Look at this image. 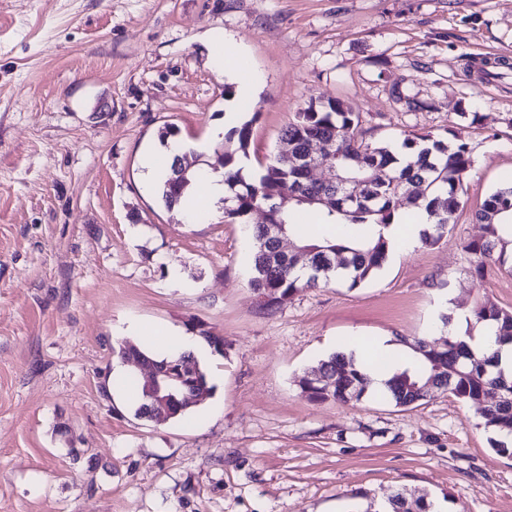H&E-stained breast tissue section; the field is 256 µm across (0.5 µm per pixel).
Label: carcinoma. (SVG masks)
Listing matches in <instances>:
<instances>
[{
    "label": "carcinoma",
    "mask_w": 512,
    "mask_h": 512,
    "mask_svg": "<svg viewBox=\"0 0 512 512\" xmlns=\"http://www.w3.org/2000/svg\"><path fill=\"white\" fill-rule=\"evenodd\" d=\"M252 121L248 120L230 132L228 140L237 143L224 152V217L235 224H244L257 207L268 210L270 222L279 225L283 235L291 238L302 256L286 255L268 237L267 225L249 227L252 238L250 288L269 306L280 305L300 288L316 287L343 273L354 288L371 279L388 257V241L384 229L407 198L413 207H425L434 217V231L422 241L433 245L445 232L458 205V188L472 161L467 144L459 135L444 142L427 135H414L403 141L407 158L401 162L387 145L370 144L359 132V113L343 107V103L325 106L310 103L298 113L297 120L282 132L288 141V153H279L265 166L254 181H247L237 167L236 155L246 153L251 138ZM318 154L336 164L344 178H365L370 181L356 197L332 189L334 205L326 207L314 197L326 192L311 182L306 158ZM208 171L201 167L176 173L169 169L158 192L164 205L174 209L184 204L189 189L204 179ZM288 194L295 202L281 210L278 204ZM315 210L322 223L338 232L310 239L299 232L297 213ZM475 218L482 224L483 236L469 242L465 249L475 258V272L483 275L494 266L512 273L507 266V252L512 250V185L495 190L484 201ZM481 323L495 325V343H512V312L489 301L472 310ZM414 364L396 373L381 393L400 407L414 406L428 397L426 386L434 382L463 401L476 402L489 392L499 399L483 407L485 427L500 439L494 449L506 454L512 449L501 437H512V375L497 369L498 352L474 351L467 342L448 337L447 348L436 352L423 340L412 345ZM123 363L131 356L162 361L164 357L132 344H121L113 350ZM317 370L332 383L316 380L312 375L300 381L301 390L312 401L332 399L342 404L358 402L370 382L351 354L334 352L320 360ZM382 512H432V504L424 495L411 500L396 493L388 498Z\"/></svg>",
    "instance_id": "obj_1"
}]
</instances>
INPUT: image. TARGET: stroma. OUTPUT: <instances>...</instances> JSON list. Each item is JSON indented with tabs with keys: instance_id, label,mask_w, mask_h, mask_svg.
Returning <instances> with one entry per match:
<instances>
[{
	"instance_id": "stroma-1",
	"label": "stroma",
	"mask_w": 512,
	"mask_h": 512,
	"mask_svg": "<svg viewBox=\"0 0 512 512\" xmlns=\"http://www.w3.org/2000/svg\"><path fill=\"white\" fill-rule=\"evenodd\" d=\"M231 47L253 79L246 175L312 102H343L371 143L455 132L473 165L447 233L358 287L265 306L241 225L187 219L143 182L170 124L219 166L236 83L212 56ZM511 181L512 0H0V512H365L397 492L512 512V455L479 404L299 386L357 339L442 344L444 298L512 311V274L477 276L464 249ZM137 322L223 337L186 420L113 391Z\"/></svg>"
}]
</instances>
